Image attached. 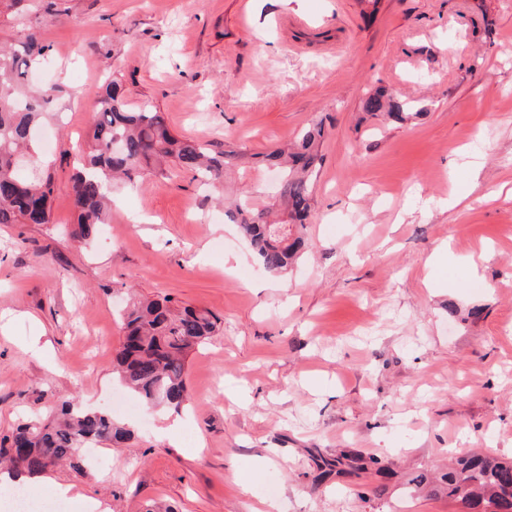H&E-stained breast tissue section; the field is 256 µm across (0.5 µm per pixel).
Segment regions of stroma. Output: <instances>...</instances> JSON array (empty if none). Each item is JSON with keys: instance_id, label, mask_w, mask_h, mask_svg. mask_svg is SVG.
<instances>
[{"instance_id": "35a3bbf8", "label": "stroma", "mask_w": 512, "mask_h": 512, "mask_svg": "<svg viewBox=\"0 0 512 512\" xmlns=\"http://www.w3.org/2000/svg\"><path fill=\"white\" fill-rule=\"evenodd\" d=\"M24 32L49 47L30 79L62 86V119L32 151L55 179L51 223L0 224V438L65 399L111 409L129 299L222 320L188 357L184 408L119 414L134 434L102 446L111 472L58 467L36 495L72 485L71 512H458L400 476L512 458V0H21L0 43ZM111 73L129 108L216 151L267 152L324 120L287 273L182 171L119 185L109 235L73 238V152ZM379 88L424 114L370 117ZM226 181L265 205L276 192L245 164ZM343 449L390 464L387 491L316 466Z\"/></svg>"}]
</instances>
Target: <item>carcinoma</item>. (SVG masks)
Instances as JSON below:
<instances>
[{"mask_svg":"<svg viewBox=\"0 0 512 512\" xmlns=\"http://www.w3.org/2000/svg\"><path fill=\"white\" fill-rule=\"evenodd\" d=\"M47 51L48 45L33 33L23 35L16 44L0 45V224L51 223V173L30 178L15 163V156L36 140L53 103L63 93L59 86L35 90L28 86L33 63ZM410 108L412 104L395 102L382 91L364 102L370 115L399 123L415 116ZM323 138L320 120L308 126L291 147L255 155L257 165L278 173L279 221H268L266 211L255 209L248 194L236 198L225 211L249 241L257 263L270 273L287 271L304 252L305 220L313 201L312 177ZM86 146L81 167L72 177L75 235L82 240L107 223L116 178L131 181L146 171L162 175L164 165L171 162L194 174L203 185L219 189L224 187L227 168L242 159L234 150L215 154L204 143L177 137L150 104L130 110L114 76L99 96ZM218 323L219 318L211 312L179 306L168 296L135 300L122 315L124 342L112 370L148 406L178 411L189 401L187 357L216 335ZM130 438L131 430L111 414L64 401L55 423L20 425L0 442V466L30 476L43 475L54 466L72 462L80 448L104 442L121 444ZM323 466L338 476L357 475L371 466L379 473L386 470L375 457L364 459L349 453L325 460ZM408 485L448 497L460 512H512V461L495 456H460L439 475L415 472Z\"/></svg>","mask_w":512,"mask_h":512,"instance_id":"cac0c4a2","label":"carcinoma"}]
</instances>
